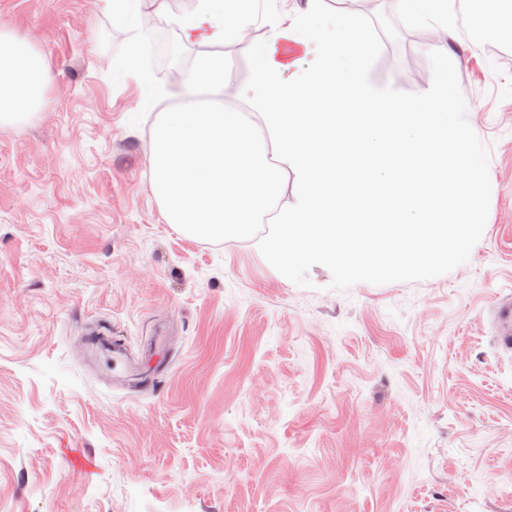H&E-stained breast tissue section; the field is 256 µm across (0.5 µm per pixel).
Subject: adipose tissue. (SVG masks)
<instances>
[{"label": "adipose tissue", "instance_id": "obj_1", "mask_svg": "<svg viewBox=\"0 0 512 512\" xmlns=\"http://www.w3.org/2000/svg\"><path fill=\"white\" fill-rule=\"evenodd\" d=\"M254 0H198L197 9L177 18L181 38L220 42L235 34L251 15ZM0 124L28 118L38 108L47 70L38 53L24 40L0 30Z\"/></svg>", "mask_w": 512, "mask_h": 512}]
</instances>
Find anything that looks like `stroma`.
<instances>
[{
  "mask_svg": "<svg viewBox=\"0 0 512 512\" xmlns=\"http://www.w3.org/2000/svg\"><path fill=\"white\" fill-rule=\"evenodd\" d=\"M140 12L181 70L240 37L181 40L193 0ZM0 25L42 56L37 113L0 125V512H512V51L462 30L401 29L370 78L423 93L448 48L491 197L468 261L415 282L330 289L275 270L256 240L169 224L128 34L98 0H0ZM139 126H131L135 114ZM106 327L133 356L169 339L154 386L113 378ZM498 330L494 336L497 347L512 353V301L499 308L497 312Z\"/></svg>",
  "mask_w": 512,
  "mask_h": 512,
  "instance_id": "1",
  "label": "stroma"
}]
</instances>
